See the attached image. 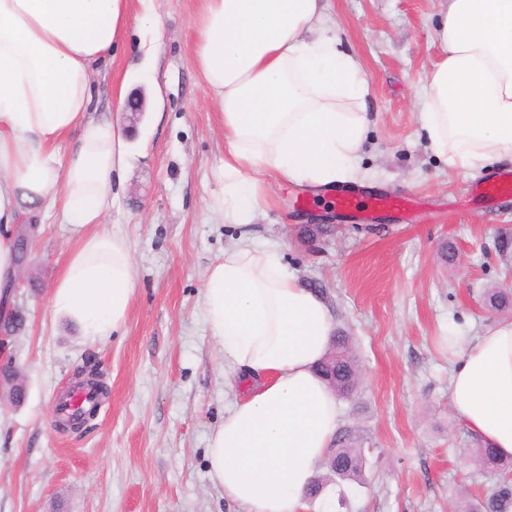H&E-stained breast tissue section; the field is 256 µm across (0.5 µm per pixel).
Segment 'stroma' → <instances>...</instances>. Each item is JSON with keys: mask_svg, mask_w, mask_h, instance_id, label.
I'll use <instances>...</instances> for the list:
<instances>
[{"mask_svg": "<svg viewBox=\"0 0 512 512\" xmlns=\"http://www.w3.org/2000/svg\"><path fill=\"white\" fill-rule=\"evenodd\" d=\"M445 0H331L341 49L357 54L372 83L363 167L366 195L412 201L411 223L381 212L363 220L329 198L273 185L275 207L254 226L275 243L334 310L361 371L344 424L371 451L365 488L350 512H450L462 487L493 489L498 474L462 463L477 436L449 402L448 327L479 334L512 306L491 310L489 289H512V194L469 204L477 179L432 154L417 93L443 50L433 26ZM198 0H129L126 38L94 78L99 116L124 104L143 112L127 126L129 166L103 227L132 246L135 293L125 324L91 344L54 318L51 294L67 251L54 210L33 218L30 264L14 294L24 323L0 342L26 388L0 400V512H236L209 474L212 431L239 398L224 380L202 294L209 267L238 232L211 205L221 194L224 129L199 82L194 54ZM152 13L158 31L139 29ZM105 394L81 430L56 426V399L90 374Z\"/></svg>", "mask_w": 512, "mask_h": 512, "instance_id": "35a3bbf8", "label": "stroma"}]
</instances>
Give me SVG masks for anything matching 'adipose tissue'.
Masks as SVG:
<instances>
[{
	"instance_id": "obj_1",
	"label": "adipose tissue",
	"mask_w": 512,
	"mask_h": 512,
	"mask_svg": "<svg viewBox=\"0 0 512 512\" xmlns=\"http://www.w3.org/2000/svg\"><path fill=\"white\" fill-rule=\"evenodd\" d=\"M128 4L0 0V289L15 273L10 225L57 210L75 244L51 309L93 343L125 323L135 291L128 240L102 227L127 167L125 134L97 118L92 93ZM328 19L324 0H199L195 18L198 76L224 127L216 207L239 230L208 271L203 309L225 368L252 382L211 435L208 460L243 512H306L342 420L317 373L334 314L252 236L269 179L331 193L363 175L370 81L325 35ZM435 36L445 56L418 95L431 151L468 172L512 162V0H447ZM447 350L455 414L512 457V319L449 332Z\"/></svg>"
}]
</instances>
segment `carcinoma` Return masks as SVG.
<instances>
[{"instance_id":"1","label":"carcinoma","mask_w":512,"mask_h":512,"mask_svg":"<svg viewBox=\"0 0 512 512\" xmlns=\"http://www.w3.org/2000/svg\"><path fill=\"white\" fill-rule=\"evenodd\" d=\"M319 374L332 386L338 398L352 399L360 385V370L354 355L349 336L338 332L333 340V353L322 361ZM366 439L359 429L343 427L339 429L334 450L325 463L326 473L314 477L306 491L307 500L313 502L320 498L330 486L336 487L337 503L341 508H348L349 499L345 487L367 484L364 475L366 464ZM465 463L473 466L477 472L499 471L504 474L512 472V459L500 456L494 448L483 444L464 453ZM512 509V484L503 483L496 486L484 497H470L463 491L452 512H509Z\"/></svg>"}]
</instances>
